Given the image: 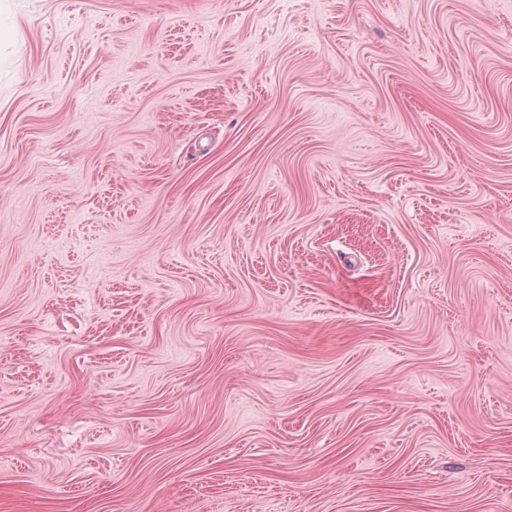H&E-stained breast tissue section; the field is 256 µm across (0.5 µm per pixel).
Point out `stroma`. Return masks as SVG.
<instances>
[{
	"label": "stroma",
	"instance_id": "stroma-1",
	"mask_svg": "<svg viewBox=\"0 0 512 512\" xmlns=\"http://www.w3.org/2000/svg\"><path fill=\"white\" fill-rule=\"evenodd\" d=\"M0 512H512V0H0Z\"/></svg>",
	"mask_w": 512,
	"mask_h": 512
}]
</instances>
